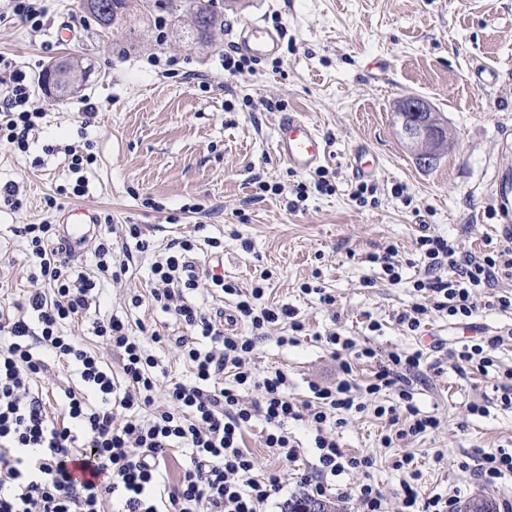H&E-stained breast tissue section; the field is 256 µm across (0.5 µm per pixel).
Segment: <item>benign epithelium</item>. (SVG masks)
Wrapping results in <instances>:
<instances>
[{
  "label": "benign epithelium",
  "mask_w": 512,
  "mask_h": 512,
  "mask_svg": "<svg viewBox=\"0 0 512 512\" xmlns=\"http://www.w3.org/2000/svg\"><path fill=\"white\" fill-rule=\"evenodd\" d=\"M398 121L406 146L425 167L436 162L454 142L448 127L435 119L431 102L422 96L404 98Z\"/></svg>",
  "instance_id": "obj_1"
}]
</instances>
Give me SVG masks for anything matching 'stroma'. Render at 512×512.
Returning <instances> with one entry per match:
<instances>
[{
    "instance_id": "1",
    "label": "stroma",
    "mask_w": 512,
    "mask_h": 512,
    "mask_svg": "<svg viewBox=\"0 0 512 512\" xmlns=\"http://www.w3.org/2000/svg\"><path fill=\"white\" fill-rule=\"evenodd\" d=\"M45 5L37 33L0 8V79L21 70L39 80L67 55L83 58L91 73L66 100L37 91L47 115L27 153L0 148V183L16 182L23 193L20 209L0 207V311L14 312L31 289L15 225L58 223L72 207L118 225H140L150 249L135 254L122 283H103L100 311L127 318L142 339L155 331L170 336L169 344L150 351L170 377L187 379L190 369L173 343L186 327L150 304L132 305L131 297L146 291L152 263L172 241L220 238L221 257L191 254L195 272L214 270L245 290L268 271L267 300L294 307L309 331L295 347L278 346L272 337L259 342V369H287L289 390L300 396L308 381L329 384L338 373L330 351L310 341V333L335 328L382 357L420 341L444 342V350L428 358L437 373L415 388L420 408L441 417L442 426L402 450L418 461L422 494L458 487L465 502L512 497V476L488 486L469 468L479 451L512 448V411L493 405L486 415L468 414L470 403L492 396L493 379L455 371L446 347L463 339L462 326L436 317L414 337L392 319L413 300L421 269L414 240L422 225L472 251L502 236L495 189L498 175L512 177V0H235L224 12L223 34L206 46L191 37L183 0L155 10L166 23L161 42L152 35L117 42L98 37L78 0ZM251 21L279 31L280 51L228 73L223 55ZM60 25L73 32L63 46L50 38ZM155 55L161 59L156 66ZM411 95L430 100L454 135L453 147L430 169L415 163L399 134L396 105ZM89 102L98 115L85 137L96 161L85 196L77 198L65 192L71 175L62 148L77 141L79 115ZM284 112L302 114L325 136L324 167L334 186L329 194L310 191L294 209L293 185L312 183L314 175L290 170L274 151ZM360 142L372 146L381 163L370 179L376 192L363 204L352 197L359 180L346 166ZM261 181L280 185V194L260 192ZM193 204L199 213H188ZM389 245L403 262L396 285L364 260ZM305 283L331 289L335 309L314 304L301 291ZM373 319L381 330L370 331ZM78 385L64 365L39 381L51 420L62 422L65 392ZM384 429V420L369 411L340 429L346 454H368L376 463L368 472L338 476L337 486L368 481L394 499L405 474L395 467L399 452L379 445Z\"/></svg>"
}]
</instances>
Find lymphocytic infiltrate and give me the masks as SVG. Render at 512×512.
Wrapping results in <instances>:
<instances>
[{
	"label": "lymphocytic infiltrate",
	"instance_id": "f902f5d3",
	"mask_svg": "<svg viewBox=\"0 0 512 512\" xmlns=\"http://www.w3.org/2000/svg\"><path fill=\"white\" fill-rule=\"evenodd\" d=\"M43 117L26 73L14 71L0 90V146L26 151ZM14 232L27 242L32 288L26 306L0 323V512H265L285 475L278 470L255 475L254 461L241 446L246 429L262 426L265 447L282 462L311 453L314 463L302 481L321 496L327 478L374 464L371 456L345 454L336 438L337 429L353 415L370 409L388 421L392 430L381 438L385 448L440 426L439 418L422 411L414 399L416 385L428 380L429 365L420 348L389 354L360 384L352 377L351 361L375 360V350L340 331H326L323 339L339 376L329 386L309 382L303 400L290 396L287 371L257 369L254 351L271 327L286 324L289 333L277 342L294 346L306 325L294 308L269 304L262 283L245 292L220 274L198 278L187 258L202 245L221 248L214 237L173 242L151 265L147 295L131 299L136 306L150 301L190 330L176 345L191 380L159 385L157 360L119 316L94 320V334L104 346L100 352L65 333V324L97 307L98 293L94 281L74 274V255L55 247L59 225L21 224ZM119 238L115 244L100 237L91 245L99 272L115 282L128 270L126 256L149 248L139 225H121ZM415 246L424 271L413 282L418 302L395 317L405 331L418 332L434 314L467 323L478 310V288L491 291L500 310L512 309V294L497 291L502 280L512 278V227L499 244L478 252H459L448 237L428 230L418 235ZM202 280L234 297L236 317L248 325L249 334L225 331L187 301L186 291ZM502 342L499 335L469 336L456 342L449 355L463 376L498 370L496 400L511 410L512 369L499 371L493 355ZM107 350L117 354V365L106 362ZM53 360L73 366L83 385L66 391L61 425L49 420L37 385ZM388 393L394 399L387 404L383 397ZM298 422L307 424L309 444L293 434L291 427ZM179 448L190 449V463L177 485H164L162 467ZM77 455L95 472L96 481L74 478L70 463ZM395 466L409 476L396 509H389L385 495L369 483L336 494L354 502L355 512H458L459 489L419 494L415 482L421 472L412 454L401 455Z\"/></svg>",
	"mask_w": 512,
	"mask_h": 512
}]
</instances>
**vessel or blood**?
Wrapping results in <instances>:
<instances>
[{"label":"vessel or blood","mask_w":512,"mask_h":512,"mask_svg":"<svg viewBox=\"0 0 512 512\" xmlns=\"http://www.w3.org/2000/svg\"><path fill=\"white\" fill-rule=\"evenodd\" d=\"M237 49L256 61L276 55L280 48L278 33L259 22L246 25L236 41ZM275 149L278 157L293 171L305 173L317 169L326 160L328 146L319 129L308 120L281 113L276 125ZM348 168L361 177L374 176L379 170L375 153L366 144L355 145L348 156ZM63 222L69 246H77L96 219L89 210L77 207L67 212Z\"/></svg>","instance_id":"vessel-or-blood-1"}]
</instances>
